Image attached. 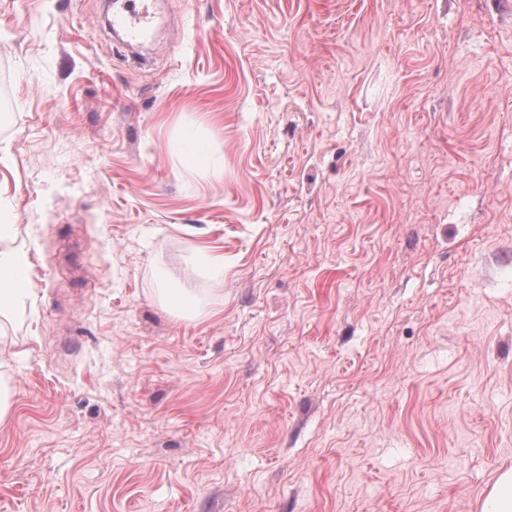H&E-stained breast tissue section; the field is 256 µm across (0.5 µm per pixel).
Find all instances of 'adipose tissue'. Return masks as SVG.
I'll use <instances>...</instances> for the list:
<instances>
[{
	"label": "adipose tissue",
	"mask_w": 512,
	"mask_h": 512,
	"mask_svg": "<svg viewBox=\"0 0 512 512\" xmlns=\"http://www.w3.org/2000/svg\"><path fill=\"white\" fill-rule=\"evenodd\" d=\"M18 226L0 211V316L20 315L34 295L29 277V256L15 240Z\"/></svg>",
	"instance_id": "ef3b65f1"
}]
</instances>
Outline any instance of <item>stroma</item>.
<instances>
[{
  "label": "stroma",
  "instance_id": "obj_1",
  "mask_svg": "<svg viewBox=\"0 0 512 512\" xmlns=\"http://www.w3.org/2000/svg\"><path fill=\"white\" fill-rule=\"evenodd\" d=\"M152 12L132 46L110 0H0L37 291L0 322V512H480L512 468V0ZM195 141V143L181 141L178 144L180 160L187 169H204L210 165L211 156L201 139L196 138ZM159 297L174 314L200 319L207 315L205 305L196 294L176 279L168 278L159 288Z\"/></svg>",
  "mask_w": 512,
  "mask_h": 512
}]
</instances>
